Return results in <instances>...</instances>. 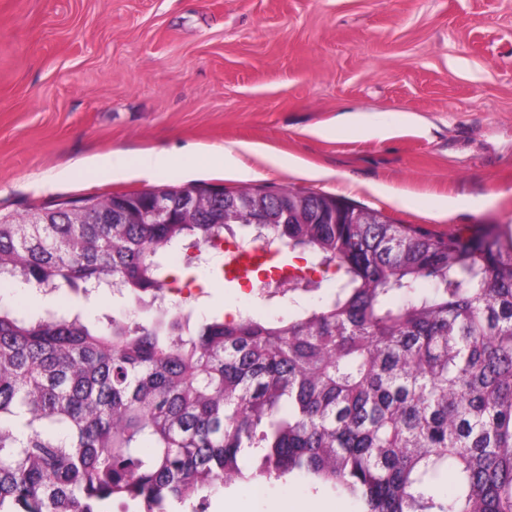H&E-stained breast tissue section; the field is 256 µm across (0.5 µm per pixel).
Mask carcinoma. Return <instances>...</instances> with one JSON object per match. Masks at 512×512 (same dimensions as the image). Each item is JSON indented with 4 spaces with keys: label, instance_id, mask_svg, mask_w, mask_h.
<instances>
[{
    "label": "carcinoma",
    "instance_id": "1",
    "mask_svg": "<svg viewBox=\"0 0 512 512\" xmlns=\"http://www.w3.org/2000/svg\"><path fill=\"white\" fill-rule=\"evenodd\" d=\"M199 192L167 224L125 221L149 190L0 221L1 284L87 300L115 280L145 314L28 318L0 302V512H166L295 471L365 512H512V238L289 188ZM258 211L272 216L259 229ZM235 226L336 279L286 318L156 306L176 249Z\"/></svg>",
    "mask_w": 512,
    "mask_h": 512
}]
</instances>
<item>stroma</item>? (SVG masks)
<instances>
[{
	"instance_id": "1",
	"label": "stroma",
	"mask_w": 512,
	"mask_h": 512,
	"mask_svg": "<svg viewBox=\"0 0 512 512\" xmlns=\"http://www.w3.org/2000/svg\"><path fill=\"white\" fill-rule=\"evenodd\" d=\"M386 120V136L337 129L338 115ZM249 143L285 165L242 155L240 179L194 171L82 176L70 159L120 150L204 153ZM192 183L333 195L436 233L498 225L512 234V0H0V216L82 197ZM276 253L245 280L178 262L206 286L200 316H284L257 293ZM29 313L71 307L89 318L131 312L101 290L61 291ZM297 498L310 512L341 497L301 475L249 494L241 481L167 512H268Z\"/></svg>"
}]
</instances>
